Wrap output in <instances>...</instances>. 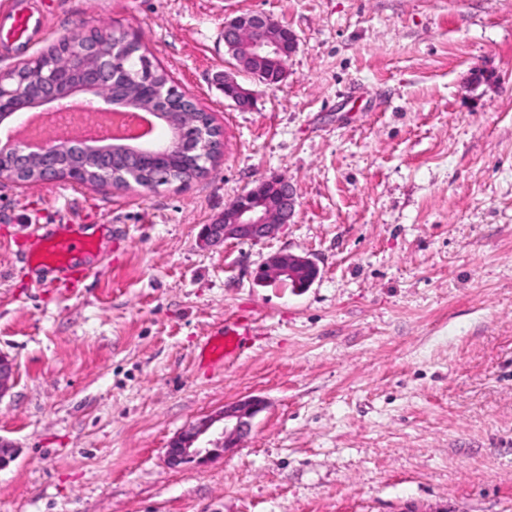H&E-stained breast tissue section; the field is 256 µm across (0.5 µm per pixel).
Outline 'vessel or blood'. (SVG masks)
<instances>
[{
    "mask_svg": "<svg viewBox=\"0 0 512 512\" xmlns=\"http://www.w3.org/2000/svg\"><path fill=\"white\" fill-rule=\"evenodd\" d=\"M4 17L9 22L8 38L25 40L30 32L41 24V16L17 7H10ZM93 247L90 238L81 234L58 233L51 236L34 237L24 257L29 266L45 270L57 277H69L78 257L89 254ZM251 333L248 322L234 318L225 321L218 331L208 337L201 347L199 360L211 366L223 365L225 359L239 352Z\"/></svg>",
    "mask_w": 512,
    "mask_h": 512,
    "instance_id": "obj_1",
    "label": "vessel or blood"
}]
</instances>
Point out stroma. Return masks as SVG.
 Listing matches in <instances>:
<instances>
[{
  "label": "stroma",
  "instance_id": "stroma-1",
  "mask_svg": "<svg viewBox=\"0 0 512 512\" xmlns=\"http://www.w3.org/2000/svg\"><path fill=\"white\" fill-rule=\"evenodd\" d=\"M251 13L297 36L278 86L224 48ZM80 30L134 37L222 144L185 186L0 183V512H512V0H53L0 72ZM271 177L291 222L204 246ZM63 214L96 243L70 280L23 257L32 218ZM282 250L310 288L256 281ZM238 316L239 355L199 363ZM246 398L238 446L167 464ZM223 87L224 96L235 103L239 108L246 109L253 105V92L252 90L243 87L238 83L234 73L224 72ZM242 102H246L242 105ZM258 399H245L224 406V411L189 425L168 444L165 457L172 467L201 464L216 452L232 448L251 431L254 417L261 411ZM222 423V426L215 425ZM218 434L215 439L210 434ZM211 445V447H209Z\"/></svg>",
  "mask_w": 512,
  "mask_h": 512
}]
</instances>
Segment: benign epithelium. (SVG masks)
I'll use <instances>...</instances> for the list:
<instances>
[{"instance_id": "1", "label": "benign epithelium", "mask_w": 512, "mask_h": 512, "mask_svg": "<svg viewBox=\"0 0 512 512\" xmlns=\"http://www.w3.org/2000/svg\"><path fill=\"white\" fill-rule=\"evenodd\" d=\"M279 27L278 21L263 13L245 14L224 22V31H233L238 35L240 42L246 45L247 58L251 60L280 53V42L276 35ZM103 40L107 43L104 50L81 56L60 50L54 54L49 69L29 67L27 81L42 89L34 100L10 85L14 72L1 73L0 118L17 120L23 113L35 108L53 109L59 98L72 95L107 110L117 111L112 104V96L122 73L114 62L112 33L104 34ZM223 87L224 96L237 107L246 109L253 105L252 90L238 83L235 74L224 73ZM129 96L137 100L136 110L140 112L154 115L163 111L165 98L160 91L146 95L133 86L129 88ZM200 116L199 112L178 110L166 113L164 122L172 132L182 126L200 125ZM68 152L83 153L99 166L108 159L102 145L76 136L65 140L53 139L39 148L12 139L0 146V177L34 171L37 176L26 181V184L59 180L64 177L59 159ZM294 209V195L288 182L280 177L265 179L224 208V223L204 226V241L210 246L221 245L228 239L258 242L270 237L278 226L288 223ZM308 268H316L308 258L290 252H277L258 268L256 280L260 283L285 282ZM14 375L12 361L0 353V399L9 392ZM261 409L260 400L245 399L188 426L169 442L165 450L168 464L173 467L198 465L216 452L237 446L251 431L252 421Z\"/></svg>"}]
</instances>
